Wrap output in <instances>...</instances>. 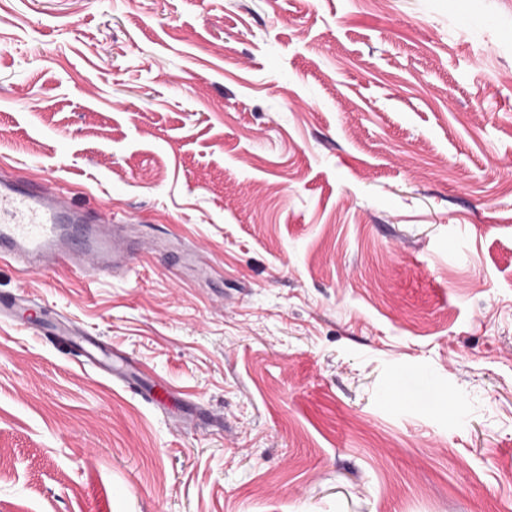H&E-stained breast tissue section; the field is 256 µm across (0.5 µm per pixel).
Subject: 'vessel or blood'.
<instances>
[{"label":"vessel or blood","mask_w":512,"mask_h":512,"mask_svg":"<svg viewBox=\"0 0 512 512\" xmlns=\"http://www.w3.org/2000/svg\"><path fill=\"white\" fill-rule=\"evenodd\" d=\"M137 248L128 225L118 219L103 223L98 210L77 205L63 186L0 174L1 260L29 273L64 267L78 277L90 272L115 276L129 271ZM54 331L59 344L86 364L124 381L145 401L164 403L165 387L136 380L122 356L108 362L100 358L97 337L81 335L63 321L55 323Z\"/></svg>","instance_id":"1"}]
</instances>
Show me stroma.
I'll use <instances>...</instances> for the list:
<instances>
[{
    "instance_id": "obj_1",
    "label": "stroma",
    "mask_w": 512,
    "mask_h": 512,
    "mask_svg": "<svg viewBox=\"0 0 512 512\" xmlns=\"http://www.w3.org/2000/svg\"><path fill=\"white\" fill-rule=\"evenodd\" d=\"M0 170L156 251L0 265V512H512V0H0ZM53 330L58 336L55 340L66 350L74 353L77 357H84L80 360L83 364L91 365L103 372L108 378H117L124 381L128 388L142 396V398L155 406L165 402L167 391L162 384L144 386L136 380L126 360L118 355H112V362L107 363L99 357L101 351L100 341L95 336H82L65 321H56Z\"/></svg>"
}]
</instances>
